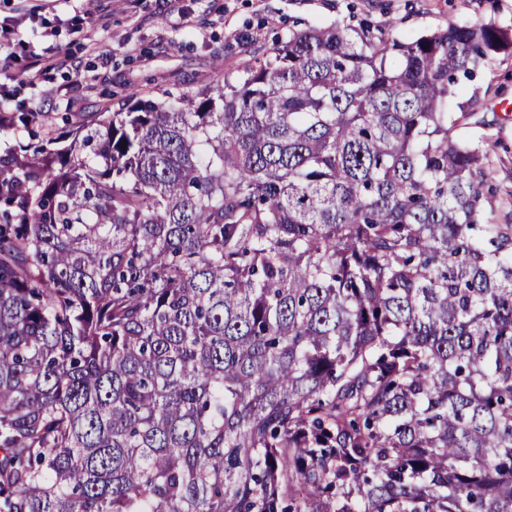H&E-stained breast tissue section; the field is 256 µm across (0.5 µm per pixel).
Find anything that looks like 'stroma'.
Listing matches in <instances>:
<instances>
[{
    "mask_svg": "<svg viewBox=\"0 0 512 512\" xmlns=\"http://www.w3.org/2000/svg\"><path fill=\"white\" fill-rule=\"evenodd\" d=\"M43 17L77 18L57 38L80 70L53 69L16 82L19 100H34L53 129L77 127L98 112H115L129 94L167 101L194 96L265 57L289 29L365 21L400 40L451 22L512 26V0H106L105 12L76 13L74 0H0V16H16L34 3ZM108 53L109 65L99 56ZM65 87L67 95L56 94ZM451 111L472 112L463 139L484 137L495 190L487 216L512 224V54L462 87Z\"/></svg>",
    "mask_w": 512,
    "mask_h": 512,
    "instance_id": "stroma-1",
    "label": "stroma"
}]
</instances>
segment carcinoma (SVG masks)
Listing matches in <instances>:
<instances>
[{"instance_id": "cac0c4a2", "label": "carcinoma", "mask_w": 512, "mask_h": 512, "mask_svg": "<svg viewBox=\"0 0 512 512\" xmlns=\"http://www.w3.org/2000/svg\"><path fill=\"white\" fill-rule=\"evenodd\" d=\"M508 51L308 28L19 146L0 512H512V224L448 111Z\"/></svg>"}]
</instances>
